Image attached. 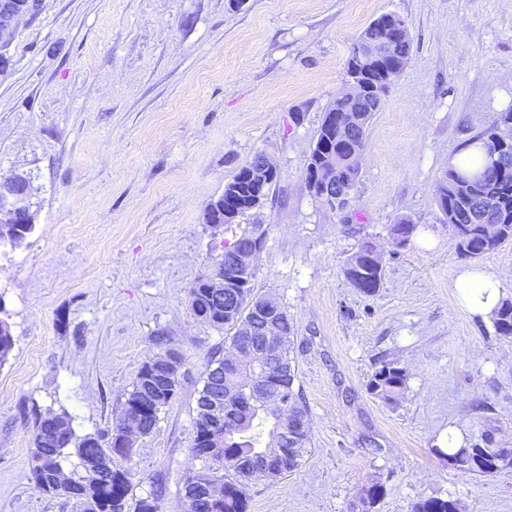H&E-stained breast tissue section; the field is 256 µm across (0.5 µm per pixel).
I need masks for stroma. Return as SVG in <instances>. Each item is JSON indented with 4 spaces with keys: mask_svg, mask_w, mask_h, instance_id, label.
Listing matches in <instances>:
<instances>
[{
    "mask_svg": "<svg viewBox=\"0 0 512 512\" xmlns=\"http://www.w3.org/2000/svg\"><path fill=\"white\" fill-rule=\"evenodd\" d=\"M403 18L411 60L366 132L354 199L333 211L304 175L351 47L375 17ZM0 72V177L33 185L26 245L0 246V512H73L31 474L36 420L67 412L77 435L112 425L142 363L166 337L184 357L177 400L138 446L130 499L184 512L194 407L209 360L229 346L197 319L188 288L220 260L228 231L203 221L256 150L278 181L244 221L267 235L256 291L296 325V386L309 409L301 466L247 490L248 512H374L428 497L460 512H512V466L464 472L439 456L449 432L512 451V338L472 316L466 268L502 279L512 242L461 256L434 190L451 159L512 110V0H41ZM417 233L395 245L390 228ZM382 251L377 292L345 274L362 239ZM408 370L397 404L366 384Z\"/></svg>",
    "mask_w": 512,
    "mask_h": 512,
    "instance_id": "stroma-1",
    "label": "stroma"
}]
</instances>
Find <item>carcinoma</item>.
<instances>
[{"label":"carcinoma","mask_w":512,"mask_h":512,"mask_svg":"<svg viewBox=\"0 0 512 512\" xmlns=\"http://www.w3.org/2000/svg\"><path fill=\"white\" fill-rule=\"evenodd\" d=\"M405 21L397 15L374 18L360 33L350 51L345 75L359 76L363 95L359 99L338 97L329 109L338 112H353L362 117V127H367L373 113L379 112L384 102L372 93L374 84L390 89L399 74L392 70L389 60L375 61L356 55L358 48L366 42L383 44L388 38V28L403 25ZM488 157L487 164L477 172L479 179L473 182L471 196L462 202L456 188L459 179L469 177L460 169L452 168L437 183L435 200L442 216V223L452 229L461 255L467 258H482L496 251L503 243L512 241V170L498 168L499 158L512 154V111L500 113L481 137ZM365 139L349 138L341 129L332 130L319 126L314 149L308 157L305 180L311 179V167L319 152L332 148L336 154L347 158L358 150H364ZM249 165L242 166L224 184V189L238 190L246 195L252 183L244 177ZM493 202L490 218L482 224L469 219L470 211ZM266 235L260 224H247L224 241L222 267L233 251L255 235ZM373 245L368 240L358 244L353 254L356 265L346 268L347 278L362 293L373 295L379 289L382 279L383 261L368 256ZM188 302L192 313H205L203 322L223 330L230 344L240 339L241 322L250 317L249 303L243 300L238 288H208L195 280L188 289ZM498 335L512 337V301L504 300L493 317ZM279 329V352L274 358L256 356L246 367L247 372L264 378L267 387L261 404L249 408L224 406L222 417L224 439L214 444L206 442L209 411L207 400L224 393V376L221 367L224 359L218 357L209 361L203 375V384L198 390L195 402L194 438L191 454L202 461L203 467L186 476L183 494L187 495L202 484L221 483L224 485L222 500L203 507V512H247L248 497L242 480L246 477H262L259 467L265 455L261 437L272 444L280 434V416L288 410L295 415H309L308 408L294 384L297 369L291 357L292 338L295 334L293 320L286 316L281 319ZM14 338L8 324H0V364L7 361L13 350ZM159 353L156 354V368L160 371L158 380L150 385L144 377L149 371L143 363L123 402V416L137 410L142 414L145 436H150L158 424L159 415L177 397L180 387V371H168L164 358L170 347L163 337H158ZM408 379L404 367L393 362L381 365L372 374L368 390L380 400L393 403L406 387ZM121 423L113 427L78 436L72 418L65 412L49 413L41 417L36 425L31 448V473L35 483L50 496H63L72 501L77 512H129L128 495L137 477L136 471L127 462L135 454V448H122L113 442ZM311 435L288 439L292 458L288 460L285 473H291L302 463ZM93 455L109 460L112 469L99 477L86 465L88 456ZM219 464L229 475L217 476L210 463ZM448 463L460 469L480 474H494L512 465V454L503 450H490L479 443L463 445L448 456ZM384 494L383 484L373 481L361 489L358 503L360 512H372L375 504ZM412 512H459L455 501L442 497H428L413 504Z\"/></svg>","instance_id":"cac0c4a2"}]
</instances>
